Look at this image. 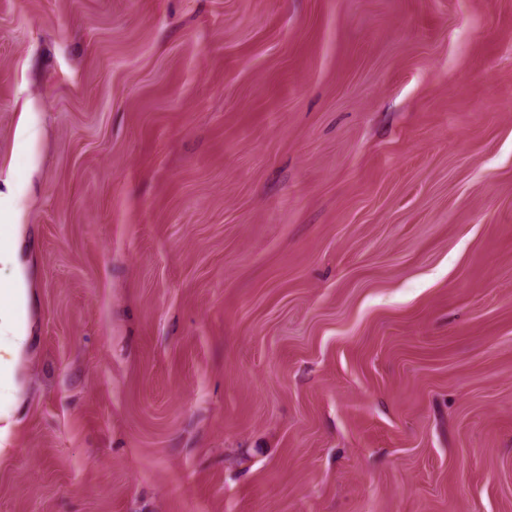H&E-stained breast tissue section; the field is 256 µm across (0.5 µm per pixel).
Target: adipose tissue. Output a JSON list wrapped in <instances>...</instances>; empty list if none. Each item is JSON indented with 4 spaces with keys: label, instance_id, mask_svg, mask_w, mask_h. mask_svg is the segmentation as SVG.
<instances>
[{
    "label": "adipose tissue",
    "instance_id": "ef3b65f1",
    "mask_svg": "<svg viewBox=\"0 0 512 512\" xmlns=\"http://www.w3.org/2000/svg\"><path fill=\"white\" fill-rule=\"evenodd\" d=\"M25 291L17 283H0V423L23 393L19 365L30 342L26 323L19 313Z\"/></svg>",
    "mask_w": 512,
    "mask_h": 512
}]
</instances>
